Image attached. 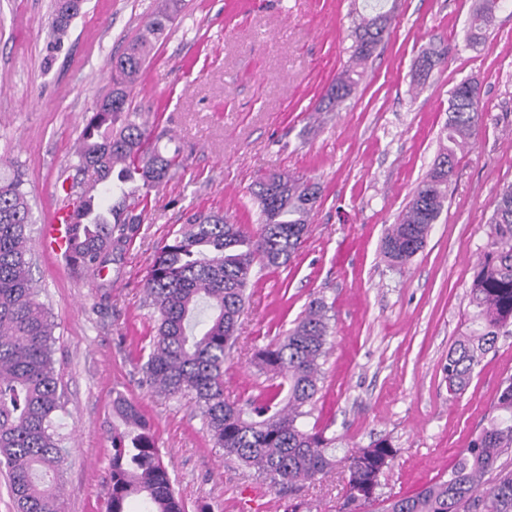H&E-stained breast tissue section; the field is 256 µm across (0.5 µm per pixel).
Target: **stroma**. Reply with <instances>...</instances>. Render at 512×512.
<instances>
[{
    "mask_svg": "<svg viewBox=\"0 0 512 512\" xmlns=\"http://www.w3.org/2000/svg\"><path fill=\"white\" fill-rule=\"evenodd\" d=\"M160 0H86L62 47L52 0H0V160L18 165L34 204L29 241L39 299L54 324L64 391L56 418L65 461L60 512H105L112 398L137 401L188 512H341L340 473L277 489L214 447L198 407L142 380L156 318L146 278L157 247L189 210L218 209L246 227L251 187L270 173L318 182L312 232L288 265L247 289L239 349L224 363V394L247 399L263 378L250 352L283 335L308 302L330 308L327 353L308 424L349 447L385 439L395 458L385 493H412L445 475L512 376V335L501 337L463 394L443 368L470 324L468 288L488 242L490 203L512 184V5L470 44L475 0H396L392 32L352 96L313 113L349 56L352 0H185L129 99L185 166L150 193L148 215L119 270L74 273L41 229L80 186L73 162L87 118L112 91L109 60ZM433 48L444 60L420 67ZM475 81L482 121L457 159L448 200L425 247L396 265L380 251L440 149L450 90Z\"/></svg>",
    "mask_w": 512,
    "mask_h": 512,
    "instance_id": "35a3bbf8",
    "label": "stroma"
}]
</instances>
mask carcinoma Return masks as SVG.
<instances>
[{
    "label": "carcinoma",
    "mask_w": 512,
    "mask_h": 512,
    "mask_svg": "<svg viewBox=\"0 0 512 512\" xmlns=\"http://www.w3.org/2000/svg\"><path fill=\"white\" fill-rule=\"evenodd\" d=\"M83 0H54L49 25L61 43ZM503 0H482L469 19V40L492 25ZM183 0H165L134 38L112 56L114 88L83 128L75 169L91 174L74 203L69 265L102 276L122 260L147 218L141 201L171 181L184 158L152 140L141 113L128 104V89L141 77L156 43L167 36ZM394 8L383 0L360 14L348 65L325 95L326 108L354 92L357 68L390 35ZM481 119L477 84L462 81L448 98V123L433 168L416 186L406 209L382 239L392 263L409 262L426 244L448 199L457 153ZM250 193L257 227L248 230L220 211H196L161 245L147 275V299L157 315L155 336L141 371L147 385L167 397L188 396L198 406L214 446L273 487L295 489L333 469L345 475V510L365 504L376 512H512V468L501 462L512 450V378L501 386L495 415L487 419L448 475L411 496L384 494L380 477L395 449L385 440L337 454L335 439L308 427L305 418L318 392L320 359L329 331L326 304L313 299L293 327L253 353L266 386L240 404L224 398V361L239 343V321L252 278L288 264L310 233L317 183L290 174L265 176ZM489 245L469 286L473 328L459 336L444 367L448 392L462 393L475 369L512 334V185L491 202ZM33 215L19 169L0 165V468L7 470L17 512H59L57 481L64 463L55 419L62 410L53 360L54 325L37 300L29 257ZM106 512H186L151 424L138 405L112 398V447Z\"/></svg>",
    "instance_id": "1"
}]
</instances>
